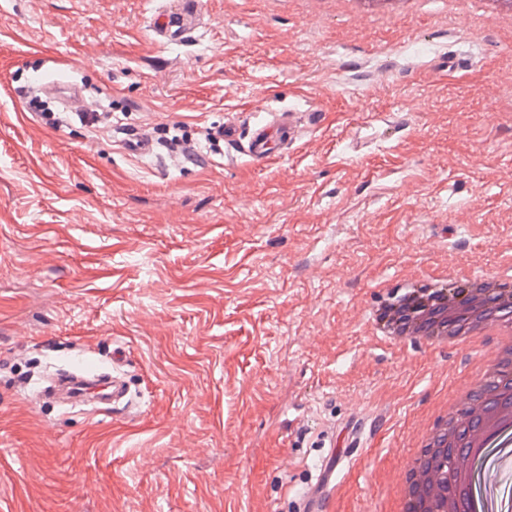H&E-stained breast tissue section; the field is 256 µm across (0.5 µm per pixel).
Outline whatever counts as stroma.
I'll return each instance as SVG.
<instances>
[{
	"label": "stroma",
	"mask_w": 512,
	"mask_h": 512,
	"mask_svg": "<svg viewBox=\"0 0 512 512\" xmlns=\"http://www.w3.org/2000/svg\"><path fill=\"white\" fill-rule=\"evenodd\" d=\"M152 0H0V512H295L323 440L364 419L328 512H393L464 349L385 339L381 301L512 256L507 20L483 0H204L184 44ZM66 72L109 122L50 125L31 79ZM312 107L255 165L227 120ZM160 144L136 159L118 132ZM138 408L65 409L45 363L105 369Z\"/></svg>",
	"instance_id": "1"
}]
</instances>
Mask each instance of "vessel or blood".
<instances>
[{"mask_svg":"<svg viewBox=\"0 0 512 512\" xmlns=\"http://www.w3.org/2000/svg\"><path fill=\"white\" fill-rule=\"evenodd\" d=\"M202 14V0H166L151 18L152 31L162 44L176 43L184 39L198 25ZM44 88L73 111H83L80 90L60 73L50 75ZM320 115L314 109L298 111L293 108L271 110L267 120L241 126L227 121L217 127L215 136L236 152L261 165L271 157L287 151L296 140L301 126H317ZM123 152L135 157L152 156L156 146L152 136L143 131L126 133L120 138ZM72 386L67 402L71 407H88L95 411L115 414L129 413L130 385L120 374L99 370L73 369L70 372ZM361 427H353L337 437L336 451L330 452L316 469L313 483L300 494L302 512H323V502L336 485V478L344 463L338 448H351L361 441Z\"/></svg>","mask_w":512,"mask_h":512,"instance_id":"obj_1","label":"vessel or blood"}]
</instances>
